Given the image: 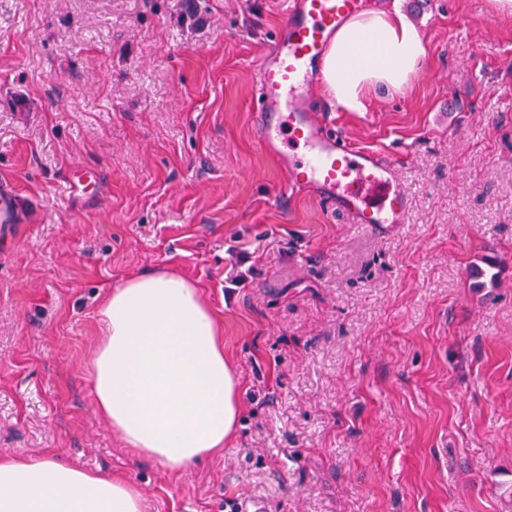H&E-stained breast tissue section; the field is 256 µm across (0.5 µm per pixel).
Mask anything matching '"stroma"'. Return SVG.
<instances>
[{"mask_svg": "<svg viewBox=\"0 0 512 512\" xmlns=\"http://www.w3.org/2000/svg\"><path fill=\"white\" fill-rule=\"evenodd\" d=\"M290 0H0V458L124 477L147 512H512V21L397 4L423 75L318 111L383 153L381 234L286 176L250 114ZM254 272L232 284L228 247ZM491 262L496 286L473 266ZM191 279L242 385L236 435L177 472L125 448L88 362L128 276ZM15 193L7 184L0 185V223L15 224L19 216Z\"/></svg>", "mask_w": 512, "mask_h": 512, "instance_id": "35a3bbf8", "label": "stroma"}]
</instances>
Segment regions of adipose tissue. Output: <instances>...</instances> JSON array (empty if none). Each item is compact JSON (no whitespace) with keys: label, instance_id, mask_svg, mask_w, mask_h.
Instances as JSON below:
<instances>
[{"label":"adipose tissue","instance_id":"adipose-tissue-1","mask_svg":"<svg viewBox=\"0 0 512 512\" xmlns=\"http://www.w3.org/2000/svg\"><path fill=\"white\" fill-rule=\"evenodd\" d=\"M425 57L419 30L398 8H368L331 35L323 88L340 110L360 113L371 89H402ZM99 317L93 398L126 447L181 470L222 449L240 417L241 387L196 285L166 269L129 276ZM0 512H146V502L119 478L40 458L0 459Z\"/></svg>","mask_w":512,"mask_h":512}]
</instances>
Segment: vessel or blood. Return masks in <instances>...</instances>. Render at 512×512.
Instances as JSON below:
<instances>
[{"mask_svg": "<svg viewBox=\"0 0 512 512\" xmlns=\"http://www.w3.org/2000/svg\"><path fill=\"white\" fill-rule=\"evenodd\" d=\"M364 0H291L268 52L256 63L257 108L251 114L261 148L287 177V191L307 189L332 212L378 231L409 221V197L395 164L353 147L313 107L319 62L336 28ZM15 193L0 185V223H16Z\"/></svg>", "mask_w": 512, "mask_h": 512, "instance_id": "1", "label": "vessel or blood"}]
</instances>
